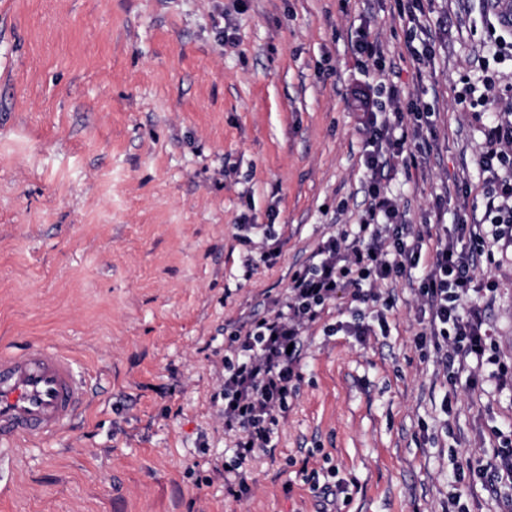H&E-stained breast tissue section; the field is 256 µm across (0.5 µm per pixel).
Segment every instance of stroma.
<instances>
[{
  "mask_svg": "<svg viewBox=\"0 0 512 512\" xmlns=\"http://www.w3.org/2000/svg\"><path fill=\"white\" fill-rule=\"evenodd\" d=\"M424 12L420 67L395 0H0V349L56 344L95 385L61 436L10 454L0 512H319L314 473L342 487L336 512H512L490 467L512 428L511 241L484 264L503 381L436 364L408 281L339 292L248 493L224 487L227 338L364 209L361 89L429 113L428 152L384 183L408 223L483 215L475 157L512 113V48L480 0ZM361 28L383 64L357 55ZM467 84L485 107L457 105ZM243 217L274 224L273 268L245 267ZM382 314L384 335L323 333Z\"/></svg>",
  "mask_w": 512,
  "mask_h": 512,
  "instance_id": "35a3bbf8",
  "label": "stroma"
}]
</instances>
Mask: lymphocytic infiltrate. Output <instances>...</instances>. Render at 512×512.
Here are the masks:
<instances>
[{"mask_svg":"<svg viewBox=\"0 0 512 512\" xmlns=\"http://www.w3.org/2000/svg\"><path fill=\"white\" fill-rule=\"evenodd\" d=\"M422 112L413 125L404 115L369 112L365 136L364 193L368 205L353 230H342L319 245L309 264L294 272L284 298L270 315L233 331L224 358V431L234 435L236 466L269 447L279 419L296 390L302 336L321 319L341 288L353 301H377L378 284L401 279L418 283L421 315L426 318L419 341L432 345L443 366L472 365L489 377L501 374L492 353L493 331L481 301L495 290L478 270L483 246L512 240V119L497 117L485 151L477 159L493 190L481 223L455 227L408 224L382 181L391 160L411 154L423 137ZM433 240L434 255L421 264V243Z\"/></svg>","mask_w":512,"mask_h":512,"instance_id":"obj_1","label":"lymphocytic infiltrate"}]
</instances>
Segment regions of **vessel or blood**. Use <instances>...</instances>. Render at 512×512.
<instances>
[{
  "mask_svg": "<svg viewBox=\"0 0 512 512\" xmlns=\"http://www.w3.org/2000/svg\"><path fill=\"white\" fill-rule=\"evenodd\" d=\"M90 402V383L64 349L33 343L0 353V446L54 437Z\"/></svg>",
  "mask_w": 512,
  "mask_h": 512,
  "instance_id": "b4317fda",
  "label": "vessel or blood"
}]
</instances>
